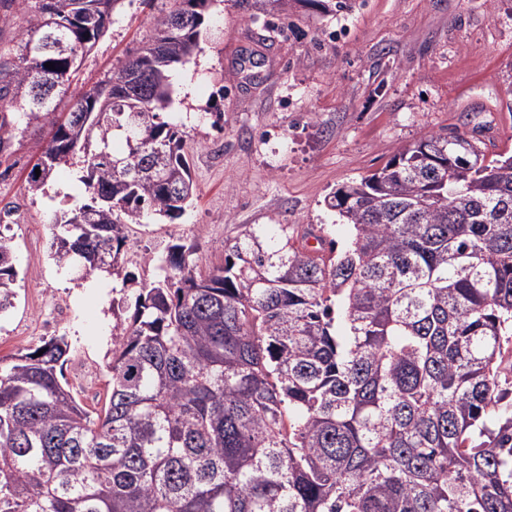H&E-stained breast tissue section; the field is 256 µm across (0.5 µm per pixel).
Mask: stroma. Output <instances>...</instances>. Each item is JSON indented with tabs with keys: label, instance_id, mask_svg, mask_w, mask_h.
I'll return each instance as SVG.
<instances>
[{
	"label": "stroma",
	"instance_id": "obj_1",
	"mask_svg": "<svg viewBox=\"0 0 512 512\" xmlns=\"http://www.w3.org/2000/svg\"><path fill=\"white\" fill-rule=\"evenodd\" d=\"M212 0L200 49L184 67L194 91L173 109L185 122L197 195L176 219L145 217L121 252L135 280H154L168 245L194 250L205 271L224 260L242 226L308 224L345 245L351 229L326 206L342 184L380 168L427 132L463 135L487 159L512 155V0ZM167 0H120L109 30L83 61L92 87L136 52ZM44 130L17 136L0 161V233L11 241L15 306L0 316V359L67 336L63 376L88 410L102 409L110 379L111 288L64 274L49 257L46 216L74 207L71 168L27 189ZM62 319H54L56 310Z\"/></svg>",
	"mask_w": 512,
	"mask_h": 512
}]
</instances>
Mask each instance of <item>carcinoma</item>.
Wrapping results in <instances>:
<instances>
[{
	"mask_svg": "<svg viewBox=\"0 0 512 512\" xmlns=\"http://www.w3.org/2000/svg\"><path fill=\"white\" fill-rule=\"evenodd\" d=\"M118 2L0 0V31L21 21L0 43V159L51 127L29 189L77 165L89 197L54 213L51 257L125 287L129 226L194 196L162 114L211 0H170L134 57L57 111ZM49 38L71 52L40 51ZM328 206L352 227L344 249L249 227L201 272L168 246L113 327L98 413L58 376L64 335L1 366L0 512H512V156L426 134ZM17 276L0 235V314Z\"/></svg>",
	"mask_w": 512,
	"mask_h": 512,
	"instance_id": "carcinoma-1",
	"label": "carcinoma"
}]
</instances>
